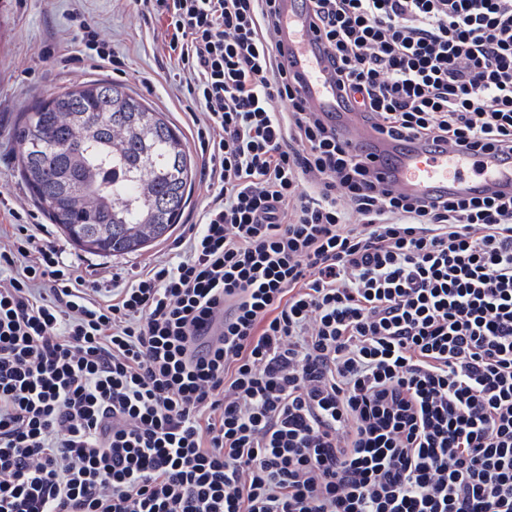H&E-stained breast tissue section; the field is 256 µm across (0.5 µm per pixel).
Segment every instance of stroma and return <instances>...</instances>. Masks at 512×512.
<instances>
[{"instance_id":"1","label":"stroma","mask_w":512,"mask_h":512,"mask_svg":"<svg viewBox=\"0 0 512 512\" xmlns=\"http://www.w3.org/2000/svg\"><path fill=\"white\" fill-rule=\"evenodd\" d=\"M75 11L84 13L110 40L115 55L125 62L123 71L70 62L50 69L38 65L36 55L42 48L69 39V17ZM168 66L153 42L151 21L129 11L123 0H0V190L7 192L21 224L53 241L69 264L92 278L108 279L116 272L129 277L149 262L176 259L175 242L168 237L144 251L108 257L75 247L51 224L20 178L15 120L37 99L64 88L88 81L117 82L163 112L180 130L195 166H202L199 147L185 123L189 100L171 83Z\"/></svg>"}]
</instances>
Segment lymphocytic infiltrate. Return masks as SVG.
<instances>
[{
  "instance_id": "obj_1",
  "label": "lymphocytic infiltrate",
  "mask_w": 512,
  "mask_h": 512,
  "mask_svg": "<svg viewBox=\"0 0 512 512\" xmlns=\"http://www.w3.org/2000/svg\"><path fill=\"white\" fill-rule=\"evenodd\" d=\"M125 2L209 196L108 288L24 225L0 245V512H512V195L378 184L283 69L276 0ZM304 2L344 111L512 157V0ZM71 19L40 60L115 64Z\"/></svg>"
}]
</instances>
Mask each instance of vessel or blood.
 <instances>
[{
	"label": "vessel or blood",
	"instance_id": "vessel-or-blood-1",
	"mask_svg": "<svg viewBox=\"0 0 512 512\" xmlns=\"http://www.w3.org/2000/svg\"><path fill=\"white\" fill-rule=\"evenodd\" d=\"M278 8L284 68L297 76L298 89L312 111L336 115L345 144L371 145L373 171L383 184L428 202L451 194L512 192V159L467 152L429 153L414 143L388 138L360 116L342 114L324 44L311 29L306 9L300 0H279ZM468 165L477 169V179L465 178L463 169Z\"/></svg>",
	"mask_w": 512,
	"mask_h": 512
}]
</instances>
